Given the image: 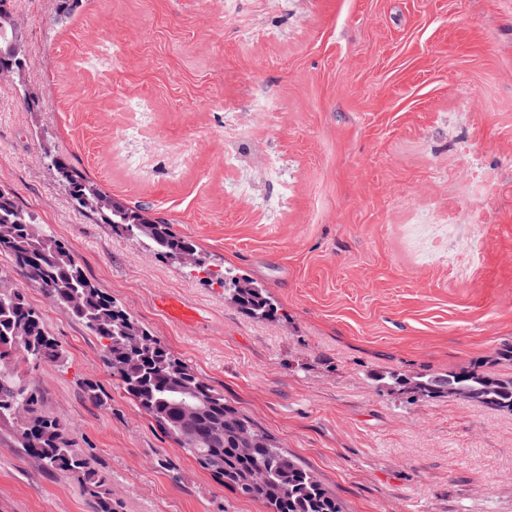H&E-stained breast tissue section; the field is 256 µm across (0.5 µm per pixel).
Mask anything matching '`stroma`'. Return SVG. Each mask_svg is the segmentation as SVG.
I'll return each mask as SVG.
<instances>
[{
    "instance_id": "1",
    "label": "stroma",
    "mask_w": 512,
    "mask_h": 512,
    "mask_svg": "<svg viewBox=\"0 0 512 512\" xmlns=\"http://www.w3.org/2000/svg\"><path fill=\"white\" fill-rule=\"evenodd\" d=\"M55 7L13 2L27 59L23 85L0 78V188L344 512H512V413L372 380L512 376V0H82L59 21ZM52 153L261 282L277 317L243 315L79 213ZM25 294L63 357L21 371L114 512H265L138 408L98 336ZM163 294L198 322L169 320ZM0 512H89L80 477L33 465L8 423Z\"/></svg>"
}]
</instances>
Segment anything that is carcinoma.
Returning <instances> with one entry per match:
<instances>
[{"label":"carcinoma","instance_id":"carcinoma-1","mask_svg":"<svg viewBox=\"0 0 512 512\" xmlns=\"http://www.w3.org/2000/svg\"><path fill=\"white\" fill-rule=\"evenodd\" d=\"M10 3L0 0L1 50L15 27ZM49 160L58 183L95 223L149 242L158 255L175 264L182 253H194L199 262L191 270L205 273L204 282L222 288L224 300L252 318L276 317L278 306L263 285L232 268L211 269L191 237L148 208L112 197L64 155L52 154ZM0 254L11 259V267L0 269V360L12 359L24 345L31 349L27 360L34 363L62 359L42 314L15 283L20 276L106 341L104 361L124 391L218 481L261 502L267 512H342L336 495L309 469L117 305L71 250L48 234L14 193L1 188ZM374 382L379 390H399L417 399L453 398L512 412V378L476 368L427 375L390 371L375 376ZM18 411L25 416L16 428L22 453L39 459L46 470L81 475L90 512H112L105 477L91 467L59 420L42 410L40 394L24 381L19 368L12 364L6 373L0 366V422H14Z\"/></svg>","mask_w":512,"mask_h":512}]
</instances>
